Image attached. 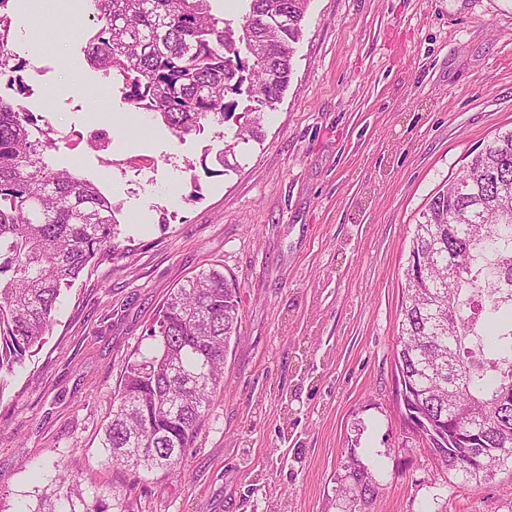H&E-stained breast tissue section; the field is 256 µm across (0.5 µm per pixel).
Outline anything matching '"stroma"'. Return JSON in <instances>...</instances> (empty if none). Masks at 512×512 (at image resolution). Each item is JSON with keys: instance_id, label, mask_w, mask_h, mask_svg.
<instances>
[{"instance_id": "obj_1", "label": "stroma", "mask_w": 512, "mask_h": 512, "mask_svg": "<svg viewBox=\"0 0 512 512\" xmlns=\"http://www.w3.org/2000/svg\"><path fill=\"white\" fill-rule=\"evenodd\" d=\"M75 2L12 0L10 48L55 163L116 205L119 253L62 289L0 389V512H35L61 470L130 512H343L353 456L378 473L366 512H512V469L465 483L405 424L394 360L421 210L512 129V0H310L264 140L224 174L234 121L179 138L128 104ZM99 127L110 153L87 144ZM211 266L241 297L224 387L180 471L135 473L101 446L112 398L169 293Z\"/></svg>"}]
</instances>
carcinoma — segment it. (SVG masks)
<instances>
[{
    "label": "carcinoma",
    "instance_id": "1",
    "mask_svg": "<svg viewBox=\"0 0 512 512\" xmlns=\"http://www.w3.org/2000/svg\"><path fill=\"white\" fill-rule=\"evenodd\" d=\"M11 0H0V82L24 94L26 63L9 50ZM241 22L211 0H90L98 30L91 66L122 82L125 99L177 137L236 119L216 153L234 170L236 148L263 140L261 120L290 83L309 0H245ZM246 95L237 111L235 95ZM50 130L19 98L0 96V391L49 332L63 287L118 249L116 207L93 183L52 167ZM512 274V130L497 135L438 191L414 225L402 291L395 367L407 423L430 452L481 484L503 468L485 455L512 448V294L489 288ZM239 287L199 271L174 289L127 364L103 447L135 472L175 469L216 391L240 332ZM362 505L378 483L364 464L349 473ZM40 512H129L125 496L89 492L66 471Z\"/></svg>",
    "mask_w": 512,
    "mask_h": 512
}]
</instances>
